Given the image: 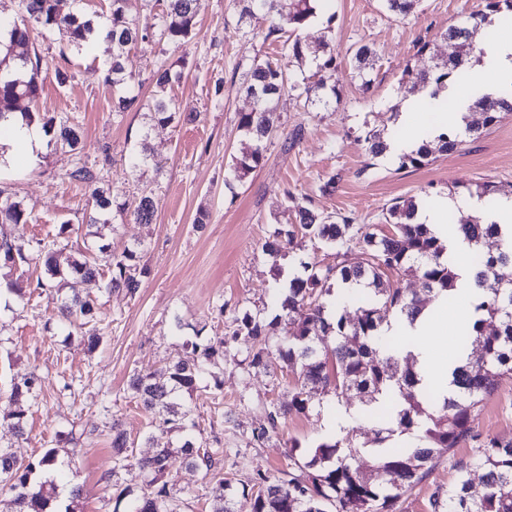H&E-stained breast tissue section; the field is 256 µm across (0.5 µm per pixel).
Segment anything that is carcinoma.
Listing matches in <instances>:
<instances>
[{"label": "carcinoma", "instance_id": "carcinoma-1", "mask_svg": "<svg viewBox=\"0 0 512 512\" xmlns=\"http://www.w3.org/2000/svg\"><path fill=\"white\" fill-rule=\"evenodd\" d=\"M129 0H110L106 41L112 47L109 69L112 85L124 84V54L138 43L158 39L174 48L187 45L196 28L194 0H163L161 14L154 22L139 24L129 16ZM241 16L255 12L267 15L271 24L263 40H283V48L308 74L301 80L291 77L281 64L270 59L253 63L242 85L253 108L238 117V128L250 141V149L235 157L229 167L230 176L242 181L259 168L266 145L274 135L269 113L285 92H296L304 106H326L339 97L336 80L337 58L330 44L322 40L311 46L299 35L329 0H237ZM419 0H384V7L395 17H406ZM483 8L458 24L448 25L442 37L454 46L449 59L433 62L427 69L407 68L399 81V91L410 93L424 88L435 96L459 82L466 74L464 62L478 49L476 38L483 25L492 23V16L512 20V0H483ZM56 31L68 38L79 51L94 48L91 39L92 20L76 12H62L58 0H19L17 16L0 18V121L10 112L18 111L25 100L38 103L44 84L53 78L59 86L66 85L71 75L63 67L49 68L38 52H28L30 33L34 28ZM286 33L295 38H283ZM376 50L368 44L355 48L351 67L367 91L373 84L372 71ZM182 78V72L161 68L156 72V93L141 103L127 90L116 100V108L124 112L133 106L145 111L159 123H169L179 114L177 101L168 93ZM512 112V89L499 95L485 94L475 100L464 116V130H448L416 150L397 157L398 169L420 168L436 154H450L468 139H477ZM25 118L38 117L50 140L67 145L73 151L83 150L77 124L55 113L24 111ZM367 155L385 156L387 144L381 132L368 129L360 136ZM155 163L146 143L131 153L128 165L139 169ZM70 182L82 184L86 190L85 220L88 224H108L112 212L132 218L140 224L152 223L156 202L143 194L130 203L114 204L110 189L103 187L101 169L77 164L66 174ZM468 193L480 199L496 195H512V184L492 181L477 183ZM285 196L291 202L293 220L274 229L263 244L272 256L279 255L284 245L293 242L300 232L337 250L341 260L334 265L319 266L300 262V269L289 280L288 294L279 297L278 307L284 321L285 334L277 341V351L289 367L298 373V380L288 404L272 405L267 412L268 426L253 433L256 442L264 440L269 430L277 428L280 419L290 414H306L313 406V389L331 394L341 403L355 395L361 403L360 416L374 427L376 442L383 443L393 434L407 435L414 440L410 447L394 446L380 450L374 458L375 476L363 472L361 452L353 436H330L314 447L304 467L307 479L271 480L257 471L250 487L242 488V496L250 497L251 512H396L405 495L420 484L435 466L440 448L453 450L460 444L478 439L471 422L475 412L496 387L497 380L512 373V278L500 273L512 269V235L503 238L501 225L480 217L458 222L457 232L468 243L483 239L501 242L494 252L473 250L467 253V266L474 271L481 301L473 305L471 334L462 337V345L480 350L475 361L462 362L451 371L448 397L436 406L432 394L420 384L410 356H401L381 336L384 322L395 319L414 321L422 311L432 307L440 292L452 291L457 274L448 262L447 247L424 224H413L411 218L419 202L413 197L393 202L387 210L385 233L375 224H353L347 217L332 221L311 208V199L297 200L290 190ZM30 216L20 200L11 192L0 190V223H26ZM354 241L358 253L346 245ZM101 259L109 266V290L122 289L134 295L141 287L148 268L141 264L143 249H125L111 253L108 247L98 248ZM57 243L41 246L40 257L47 275L59 279V315L78 329H87L91 343L99 341L97 300L82 294L81 285L99 275L97 257L83 253L79 257H62ZM0 261L14 264L30 261V249L8 239L0 240ZM407 271L420 272L422 287L408 294L398 287L394 278ZM356 282L365 290L351 297L358 305L357 316L350 320L336 313L328 319L326 296H333L341 285ZM227 335L201 345L173 360L166 376L153 373L136 374L130 389L143 407L159 418V426L177 435L176 447L186 467L211 477L212 512H234L232 498L225 494L231 482L220 476L217 461L224 455L221 442L210 443L196 435L197 423L192 410L184 404L185 395L219 387L215 368L232 341L243 344L250 366L259 371L268 368L271 353L268 323L250 312H233ZM331 338L326 352L318 344L321 337ZM214 384H209L208 379ZM40 377L32 373L20 382H12L9 397L15 402L35 397ZM109 442L115 463L128 458L131 448L127 432L117 424L109 429ZM173 449L158 448L153 455L139 461L145 476L142 495L127 506L126 512H176L167 482ZM474 464L482 470L481 485L475 487L469 477L470 463L459 462L456 478L448 491L436 489L430 498L431 512H512V441L484 440L478 446ZM61 471L57 450L48 448L26 460L16 458L8 448L0 447V483L15 492V512H69L54 507L56 485L50 477Z\"/></svg>", "mask_w": 512, "mask_h": 512}]
</instances>
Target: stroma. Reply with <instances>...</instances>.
Instances as JSON below:
<instances>
[{"label": "stroma", "instance_id": "stroma-1", "mask_svg": "<svg viewBox=\"0 0 512 512\" xmlns=\"http://www.w3.org/2000/svg\"><path fill=\"white\" fill-rule=\"evenodd\" d=\"M481 0H420L408 17L393 18L382 0H332L302 31L309 44L330 40L336 51L340 99L328 108L307 111L291 94L276 104L272 120L278 135L267 145L265 163L242 181L226 185L227 169L247 144L237 128L239 113L249 111L250 99L240 93L250 66L257 59H277L297 72L282 56L280 44L262 39L269 26L263 16L240 20L237 0H196L197 26L186 49L153 42L132 48L125 56L127 82L148 100L155 91L158 69L182 71L171 94L194 121L146 123L142 112L115 109V89L108 81L111 54L101 46L80 53L55 32L34 31L35 49L50 65L67 67L66 87L46 81L43 103L48 111L68 114L83 132L85 149L47 147L33 165L0 170V184L16 193L35 217L28 224H0V234L37 247L60 239L67 253L83 252L88 240L84 187L65 181L77 162L104 170L116 202L153 193L157 212L153 223L130 219L98 226L99 243L119 253L143 245L142 261L149 273L136 295L105 292L103 278L85 290L100 303L102 342L88 349L81 332L59 333L48 320L56 312V291L45 287L26 300L9 290L43 277L39 263L0 268V385L30 371L43 378L39 396L28 404L26 435L16 438L9 415L14 404L0 395V446L25 459L57 448L64 477L58 480L60 502L70 488L85 494L74 502L76 512H113L117 498L132 501L144 486L140 458L171 441L159 430L129 388L134 374L160 371L175 356L189 352L196 339L224 335L227 315L221 305L261 314L272 321L274 289L286 287L300 262L336 263L333 248L307 238H295L285 256L275 259L263 242L287 219L285 189L308 196L318 213L331 219L347 216L357 224L387 229V208L397 199L447 196L454 185L483 181L512 183V116L477 141L464 143L452 154L437 156L418 169H398L387 158H370L357 137L365 128L392 130V105L405 68L428 67L445 59L452 48L441 37L448 25L480 7ZM430 41L431 54L418 51L419 39ZM377 50V78L370 91H361L350 68L356 46ZM302 127L303 136L282 151L283 135ZM146 143L155 165L130 170L127 159ZM335 179L333 191L319 187ZM208 215L197 228L199 212ZM71 225L58 238L61 225ZM221 387L215 395L189 401L203 439L220 440L224 457L218 469L233 485L235 512H250L241 490L256 470L271 478L284 474L302 479L301 463L313 446L332 433L336 404L317 395L308 414L280 421L275 433L255 442L252 432L266 424L270 404L287 403L295 375L271 353L267 370L248 367L247 352L230 344L218 370ZM121 422L134 442L125 467L115 468L108 442L112 421ZM472 426L479 439L512 440V375L502 377L493 394L476 412ZM297 441L289 452V441ZM478 441L454 451L440 450L426 479L403 498L399 512H429L428 499L455 478V463L471 460ZM168 489L178 512H211L207 482L200 472L172 459Z\"/></svg>", "mask_w": 512, "mask_h": 512}]
</instances>
